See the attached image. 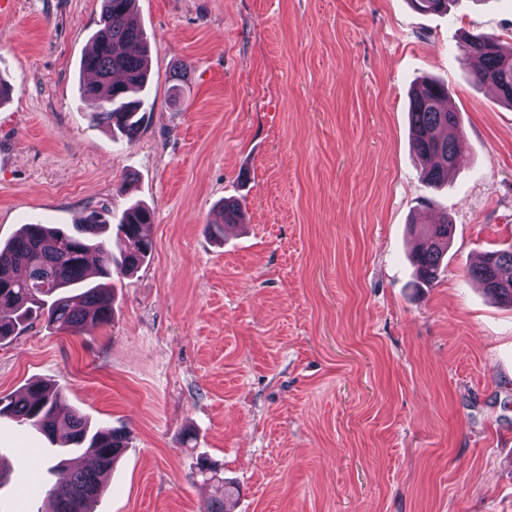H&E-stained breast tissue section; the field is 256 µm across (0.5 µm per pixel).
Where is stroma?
<instances>
[{
	"mask_svg": "<svg viewBox=\"0 0 512 512\" xmlns=\"http://www.w3.org/2000/svg\"><path fill=\"white\" fill-rule=\"evenodd\" d=\"M147 123L113 142L79 98L101 0H0V243L27 223L152 209L153 252L112 279L110 324L0 341V396L55 383L129 446L95 512H512V307L468 279L512 244V107L461 65L512 50V0H135ZM447 83L464 131L450 186L421 179L413 85ZM227 198L246 222L219 224ZM448 215L439 279L414 229ZM43 435L0 418L22 495Z\"/></svg>",
	"mask_w": 512,
	"mask_h": 512,
	"instance_id": "35a3bbf8",
	"label": "stroma"
}]
</instances>
